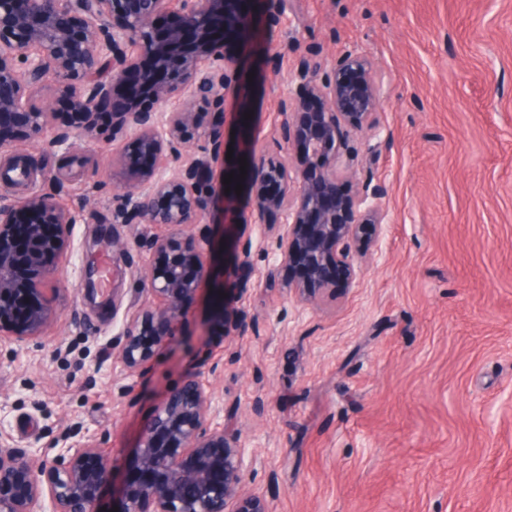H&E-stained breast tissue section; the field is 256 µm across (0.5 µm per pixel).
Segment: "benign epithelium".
<instances>
[{
    "label": "benign epithelium",
    "mask_w": 512,
    "mask_h": 512,
    "mask_svg": "<svg viewBox=\"0 0 512 512\" xmlns=\"http://www.w3.org/2000/svg\"><path fill=\"white\" fill-rule=\"evenodd\" d=\"M287 7L288 0H0V341L23 347L57 319L66 296L56 276L70 261L74 225L85 221L84 211L59 203L70 178L34 169L18 143L49 129L56 147L93 137L118 87L112 141L129 138L131 148L112 153V223L174 231L205 224L216 201L232 202L244 183V223L284 225L264 270L267 287L293 264L307 274L288 290L310 302L336 287L333 268L357 275L351 241L389 220L385 185L358 180L345 142L354 130L368 135L374 154L383 144V79L363 52L344 50L322 79L318 52L288 66L296 98L281 104L280 135L317 161L308 176L282 155L256 156L247 137L228 160L224 129L202 124L201 113L224 111L226 97L239 93L236 49L250 43L253 17L275 21ZM219 169L234 173L230 185ZM338 183L351 193L337 197ZM112 250L145 269L151 302L126 320L120 348L126 368L141 373L155 349L180 334L200 284L212 279L208 240L180 250L172 234L117 233ZM212 293V315L222 319L224 283ZM57 443L52 457L0 444V512H98L115 463L93 439L75 445L64 435ZM248 465L239 438L215 422L213 389L190 372L143 423L134 466L146 478L120 498L118 512H268L261 493L244 490Z\"/></svg>",
    "instance_id": "1"
}]
</instances>
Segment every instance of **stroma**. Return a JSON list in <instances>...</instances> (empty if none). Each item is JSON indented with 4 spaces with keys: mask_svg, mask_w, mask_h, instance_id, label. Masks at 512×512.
Listing matches in <instances>:
<instances>
[{
    "mask_svg": "<svg viewBox=\"0 0 512 512\" xmlns=\"http://www.w3.org/2000/svg\"><path fill=\"white\" fill-rule=\"evenodd\" d=\"M260 29L263 42H297L330 65L358 48L383 74L387 144L376 157L364 135L351 144L360 178L386 185L390 221L355 241L358 278L304 305L265 288L272 238L260 226L228 240L217 224L186 228L182 244L206 234L223 247L234 272L226 312L246 329L220 336L201 291L181 336L137 376L119 356L120 331L148 296L106 246L136 227L76 225L57 320L24 347L0 342V440L47 450L65 432L96 439L117 460L100 502L110 512L133 486L142 424L203 363L218 420L255 457L245 488L269 512H512V0H295ZM247 70V126L232 96L205 124L247 130L257 152L303 166L279 133L287 74L261 57ZM22 148L73 173L62 206L111 212L109 125L70 150ZM240 237L253 241L246 261ZM85 261L108 278L92 298Z\"/></svg>",
    "mask_w": 512,
    "mask_h": 512,
    "instance_id": "35a3bbf8",
    "label": "stroma"
}]
</instances>
